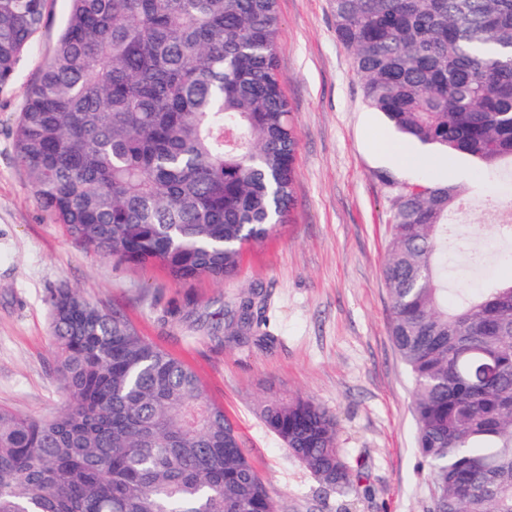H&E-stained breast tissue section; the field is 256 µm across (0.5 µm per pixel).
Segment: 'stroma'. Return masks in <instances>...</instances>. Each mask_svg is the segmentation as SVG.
<instances>
[{
    "instance_id": "35a3bbf8",
    "label": "stroma",
    "mask_w": 512,
    "mask_h": 512,
    "mask_svg": "<svg viewBox=\"0 0 512 512\" xmlns=\"http://www.w3.org/2000/svg\"><path fill=\"white\" fill-rule=\"evenodd\" d=\"M277 66L298 133L294 206L264 242L245 246L229 280L177 281L78 247L54 223L14 161L26 88L51 55L69 11L48 0L47 25L14 78L0 84V408L55 415L66 395L50 373L49 299L74 288L120 309L140 336L179 357L222 405L275 500L277 512H336L335 496L265 426L264 405L295 396L335 416L338 448L363 473L351 512H431L415 448L413 385L391 338L384 280L392 199L401 183L448 180L470 202L453 233L490 241L485 196L512 206V180L460 158L402 169L385 158L398 135L367 103L352 53L336 37L330 0H278ZM390 172L394 183L382 180ZM253 286L270 296L273 346L221 343L224 305Z\"/></svg>"
}]
</instances>
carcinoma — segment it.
Returning a JSON list of instances; mask_svg holds the SVG:
<instances>
[{
    "mask_svg": "<svg viewBox=\"0 0 512 512\" xmlns=\"http://www.w3.org/2000/svg\"><path fill=\"white\" fill-rule=\"evenodd\" d=\"M28 85L15 163L83 249L176 280L229 279L293 205L296 133L276 49L277 0H69ZM364 97L400 134L477 168L512 165V0H331ZM47 0H0V84ZM452 182L399 186L385 281L414 381L433 512H512V279L448 287ZM53 417L0 411V512H275L271 491L196 372L61 288L49 300ZM268 295L244 291L225 339L271 345ZM263 421L318 480L362 476L314 400Z\"/></svg>",
    "mask_w": 512,
    "mask_h": 512,
    "instance_id": "carcinoma-1",
    "label": "carcinoma"
}]
</instances>
